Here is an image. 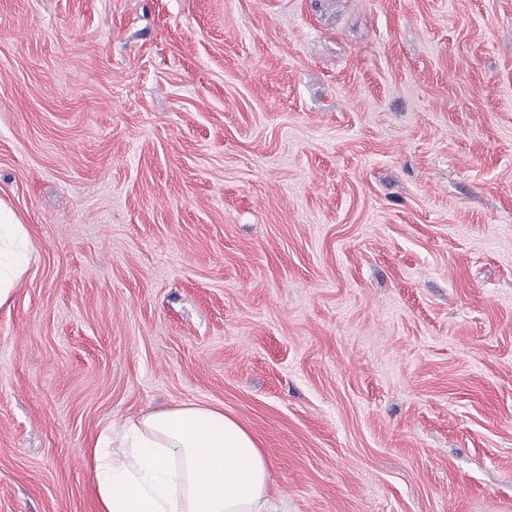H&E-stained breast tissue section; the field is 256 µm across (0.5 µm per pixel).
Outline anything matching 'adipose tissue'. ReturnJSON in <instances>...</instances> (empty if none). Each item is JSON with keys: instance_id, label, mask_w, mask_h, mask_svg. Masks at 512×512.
<instances>
[{"instance_id": "1", "label": "adipose tissue", "mask_w": 512, "mask_h": 512, "mask_svg": "<svg viewBox=\"0 0 512 512\" xmlns=\"http://www.w3.org/2000/svg\"><path fill=\"white\" fill-rule=\"evenodd\" d=\"M0 304L25 271L27 233L0 202ZM89 466L97 512H265L272 487L267 454L222 410L189 404L103 433Z\"/></svg>"}]
</instances>
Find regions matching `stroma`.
<instances>
[{
  "instance_id": "35a3bbf8",
  "label": "stroma",
  "mask_w": 512,
  "mask_h": 512,
  "mask_svg": "<svg viewBox=\"0 0 512 512\" xmlns=\"http://www.w3.org/2000/svg\"><path fill=\"white\" fill-rule=\"evenodd\" d=\"M0 512L223 408L272 512H512V0H0ZM0 304H3L12 288H8L25 271V264L20 259L24 252L23 244L27 242V233L13 212L0 200ZM5 227L2 239V230ZM4 284V288H2Z\"/></svg>"
}]
</instances>
